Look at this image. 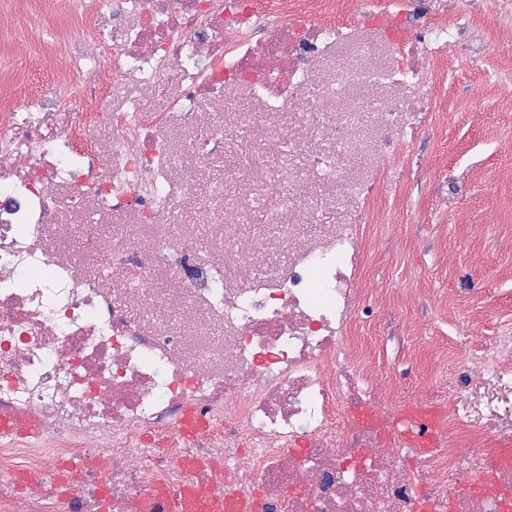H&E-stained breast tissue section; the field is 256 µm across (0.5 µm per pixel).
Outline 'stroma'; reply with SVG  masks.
Returning <instances> with one entry per match:
<instances>
[{"label": "stroma", "mask_w": 512, "mask_h": 512, "mask_svg": "<svg viewBox=\"0 0 512 512\" xmlns=\"http://www.w3.org/2000/svg\"><path fill=\"white\" fill-rule=\"evenodd\" d=\"M470 16L480 40H469L453 54L434 57L432 72L419 85L380 84L381 100L428 94L430 112L413 113L403 137L383 144L380 115L360 112L352 135L331 145L348 185L316 181L305 168L299 144L321 149L313 127L318 113L311 98L300 95L279 122L284 128V168L302 181L293 210L270 224L268 209L249 184L228 177L247 163V146L257 130L232 122L191 196L172 197L167 222L178 228L197 225L196 249L206 257L220 251L210 226L195 205L241 206L235 235L257 256L243 276L268 280L295 256L282 237L295 244L322 238L331 230L356 233L363 247L360 282L367 305L381 311L379 322L361 321L356 335L366 337L356 359L385 383L393 398L408 389L425 402L439 404L436 381L451 375L460 358L459 337L469 348L488 346L497 332L512 329V89L498 82L512 74V25L503 24L495 0H476ZM467 0H373V11L443 25L465 9ZM20 12L37 14L35 36L0 40V88L16 103L14 133L0 144V177L22 165L40 142L54 137L72 120L70 108L42 99L44 88L71 78L53 47L70 32L59 0H13ZM316 18L352 29L354 44L374 52L382 67L397 64L401 52L386 30L368 23L358 0H305ZM477 64H469V56ZM159 282L172 303L154 310L145 300L127 297L131 317L144 325H178L195 313L178 275L160 270ZM481 386L444 401L462 415L470 431L481 428L473 407Z\"/></svg>", "instance_id": "obj_1"}]
</instances>
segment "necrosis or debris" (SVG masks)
<instances>
[{"label":"necrosis or debris","instance_id":"obj_1","mask_svg":"<svg viewBox=\"0 0 512 512\" xmlns=\"http://www.w3.org/2000/svg\"><path fill=\"white\" fill-rule=\"evenodd\" d=\"M298 2L112 0L114 13L136 19L122 46L93 51L84 34L61 46L77 78L54 83L49 94L73 109V120L0 185V410L36 415L43 432L37 442L0 436V469L14 470L21 458L36 462L30 477L42 491L30 512H170L146 503L144 489L155 483L174 492L187 483L219 486L228 496L250 491L257 512H512V461L491 464L479 448L484 440L512 441V424L486 419L464 452L466 428L450 414L434 446L412 447L397 425L398 407L354 363L358 339L350 330L363 262L356 234L335 232L301 250L276 280L228 281L219 291L193 231L169 233L149 256L135 253L139 229L164 223V200L188 190L187 181L168 177L169 131L180 114L203 104L223 111L226 91L237 86L260 111L286 112L307 89L311 62L329 57L333 76L315 100L321 134L349 137L339 100L375 108L361 90L374 68L337 56L339 28L312 22ZM469 27L464 12L441 27L391 24L402 46L424 51L420 60L404 55L399 74L420 82L424 59L454 52ZM107 82L151 84L165 108H114ZM281 140L277 125H265L251 164L232 174L263 183L274 215L295 191L277 173ZM103 151L112 165L107 180L93 173ZM62 190L76 211L134 213L125 233L104 238L94 266L136 262L128 290L142 296L157 291L156 267L185 271L190 298L230 333L228 363L214 365L206 353L196 368L185 367L175 357L176 336L131 320L110 289L48 247V225H73L55 203ZM511 360L510 329L491 350L462 358L444 390L460 392L479 378L512 387L503 369ZM189 407L216 420L218 434L168 438L170 422ZM152 431L165 435L164 452L144 446ZM189 456L199 467L183 468ZM60 474L72 479L64 496L44 485Z\"/></svg>","mask_w":512,"mask_h":512}]
</instances>
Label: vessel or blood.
<instances>
[{
    "label": "vessel or blood",
    "mask_w": 512,
    "mask_h": 512,
    "mask_svg": "<svg viewBox=\"0 0 512 512\" xmlns=\"http://www.w3.org/2000/svg\"><path fill=\"white\" fill-rule=\"evenodd\" d=\"M400 416L414 424L409 434L411 443L426 447L434 444L443 416L440 407L411 406L402 409ZM39 429L35 419L0 414V432L30 435L38 433ZM176 429L181 435L193 438L207 432L209 424L195 409L188 408L179 417ZM148 496L156 502L173 501L176 512H254L255 508L252 494L228 497L221 489L192 484L184 486L176 495L171 494L168 486L156 484L150 488Z\"/></svg>",
    "instance_id": "obj_1"
}]
</instances>
